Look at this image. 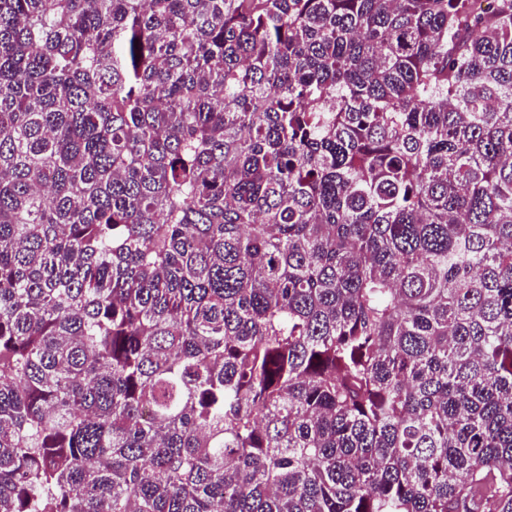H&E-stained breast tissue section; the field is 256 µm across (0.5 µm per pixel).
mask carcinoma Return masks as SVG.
Wrapping results in <instances>:
<instances>
[{
  "label": "carcinoma",
  "instance_id": "cac0c4a2",
  "mask_svg": "<svg viewBox=\"0 0 512 512\" xmlns=\"http://www.w3.org/2000/svg\"><path fill=\"white\" fill-rule=\"evenodd\" d=\"M0 512H512V0H0Z\"/></svg>",
  "mask_w": 512,
  "mask_h": 512
}]
</instances>
